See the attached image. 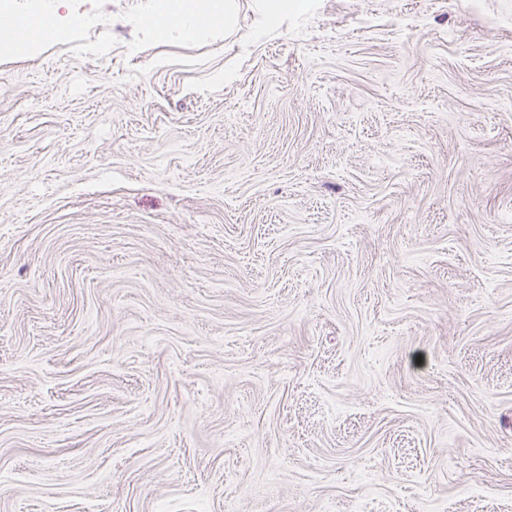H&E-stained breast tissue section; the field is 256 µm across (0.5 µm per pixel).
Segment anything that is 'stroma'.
Here are the masks:
<instances>
[{"label":"stroma","instance_id":"obj_1","mask_svg":"<svg viewBox=\"0 0 512 512\" xmlns=\"http://www.w3.org/2000/svg\"><path fill=\"white\" fill-rule=\"evenodd\" d=\"M18 0L0 512H512V0ZM186 5L183 11L166 13L158 9L155 2L153 7L147 15H144L142 20L139 21L140 28H147L148 30H156L155 23L158 15L166 16V32H176L182 37H195L202 30L208 27V20L211 17L223 18L226 23L232 11V1L225 0L224 2H214L210 5L211 12H202L198 7V0H185Z\"/></svg>","mask_w":512,"mask_h":512}]
</instances>
